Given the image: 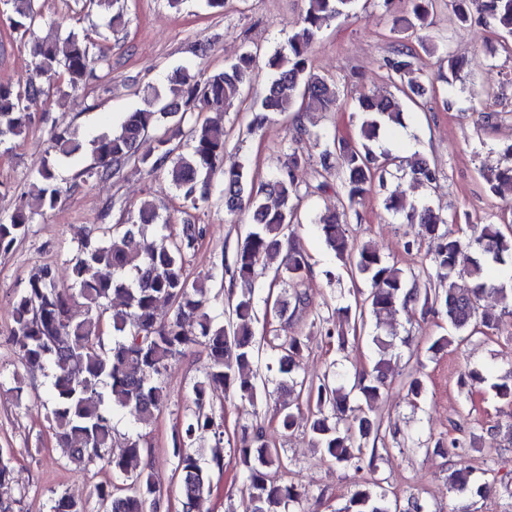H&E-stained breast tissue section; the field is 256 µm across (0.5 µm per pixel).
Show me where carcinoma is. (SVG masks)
I'll use <instances>...</instances> for the list:
<instances>
[{"label": "carcinoma", "instance_id": "obj_1", "mask_svg": "<svg viewBox=\"0 0 512 512\" xmlns=\"http://www.w3.org/2000/svg\"><path fill=\"white\" fill-rule=\"evenodd\" d=\"M10 25L20 34V43L35 60V69L18 87L0 84V143L26 136L31 113L24 100L50 94L66 95L84 89L100 79L94 42L86 33L72 32L63 42L47 35H35L42 26L37 0H9ZM356 0H305L299 30L288 47L270 56L266 67L272 79L254 113L250 129L263 126L271 113H296L299 130H305L304 114L326 111L339 102L336 82L314 71L308 55L312 42L328 21L347 18ZM410 4L406 28L423 31L435 0H407ZM456 21L466 24L478 17L493 23L503 36L512 37V0H449ZM257 54L247 50L224 69L208 75L179 69L171 76L169 90L154 91L147 107L126 114L120 125L86 141L69 127L56 128L51 135V152L39 169L42 187L32 197H20L13 213L0 219V255L9 254L25 236L37 216L55 209L64 194L56 180L57 160L71 157L90 147L93 167L83 171L88 179L105 180L131 164L147 173H165L184 202L194 209L209 201L216 172L222 173L224 205L235 212L248 205L252 229L237 250L234 267L243 289L231 305L228 325L216 324L206 312L208 289L202 280L190 279L187 256L203 237L198 224H183L176 233H163L169 227L159 208L145 201L127 224L102 228L93 238L82 240L71 266V286L61 289L51 269L32 277L15 299L10 335L21 363L32 373L49 378L51 409L48 420L56 429L62 447L69 449V461L77 467L103 462L112 473L130 486L100 485L96 497L104 512H159L158 489L148 471V446L139 436L124 448L112 451V416L126 410L142 424H148L163 409L167 395L157 377L191 345H202L208 367L202 379L192 386L195 409L176 431L172 454L177 458L183 507L192 512L212 491L211 468H224V432L208 409L211 390H230L242 401L252 402L257 384L249 376L255 358L257 322L250 282L256 267L279 254L288 225L298 222L299 195L294 172L306 161L292 149L283 168L271 180L254 188L245 167L223 168L224 127L204 120L185 126L187 115L221 111L241 95L250 82ZM415 53L399 45L386 66L393 73L395 88L411 101L422 97L426 88L416 75ZM362 114L357 142L350 145L328 134H315L323 144L320 165L344 173L343 187L348 202L370 192L375 179H383L389 153L377 151L375 141L381 126L403 125V112L394 98L363 94L358 98ZM157 132L148 150L139 146L149 132ZM188 142V152L179 151ZM507 163L489 171L484 180L499 193L512 189V146L505 150ZM420 184L435 179V170L422 158L411 169ZM274 197L269 206L260 195ZM407 218L419 224V235L427 243L426 255L440 271L446 284L439 288H409L400 269L388 264L368 244L358 247L348 241L346 230L334 212L314 217L327 246L348 264L352 274L369 283V291L359 311L375 316L377 327L396 313L397 306L422 303L439 308L460 339L476 333L489 334L501 316L483 308L490 290L486 272L490 267L508 270L495 292L506 308L512 307V228L485 224L476 237L482 256L469 254L471 242L450 228L458 215L443 217L427 205L411 208ZM307 256L288 247L276 267L274 279L298 283L309 272ZM165 300L173 309L167 323L158 322L157 304ZM111 338L106 346L104 336ZM307 348L301 337H291L280 345L279 372L286 388L296 384L292 377L295 361ZM367 383L355 382L364 405H350V392L324 378L309 385L316 396L318 414L310 429L325 456L338 464L361 469L370 437L378 433L370 412L380 398L386 372L382 363ZM214 438L211 448H193L202 434ZM248 491L244 512H281L299 499L297 487L279 473L285 468L276 448L263 435L255 433L234 449ZM453 490H473L472 471L461 466L449 475ZM379 483L359 485L347 512H390L386 492ZM53 512H85L84 506L67 495L54 501Z\"/></svg>", "mask_w": 512, "mask_h": 512}]
</instances>
